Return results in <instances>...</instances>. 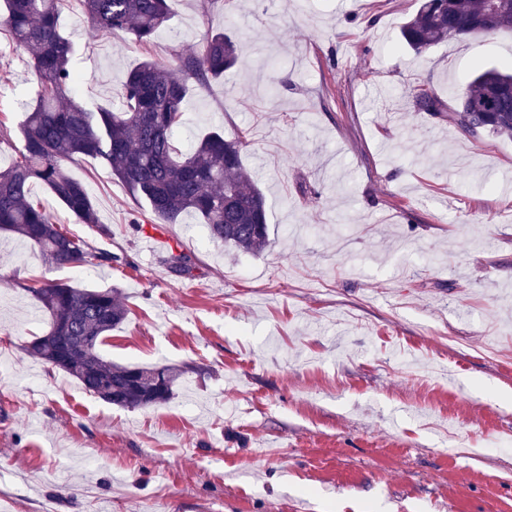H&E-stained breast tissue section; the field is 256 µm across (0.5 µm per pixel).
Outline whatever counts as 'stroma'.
<instances>
[{
	"mask_svg": "<svg viewBox=\"0 0 512 512\" xmlns=\"http://www.w3.org/2000/svg\"><path fill=\"white\" fill-rule=\"evenodd\" d=\"M419 0H168L150 43L91 40L77 0L73 93L119 109L127 72L208 32L240 59L190 85L176 136L220 129L267 200L269 247L159 223L94 158L67 163L99 222L40 184L70 235L115 254L57 269L0 233V512H512V139L447 115L476 66L512 65V30L400 43ZM444 101L416 111L415 85ZM36 78L0 28V166L21 146ZM170 240L149 252L144 232ZM191 256V274L169 268ZM118 287L126 320L101 353L175 364L167 404L112 406L30 357L42 280Z\"/></svg>",
	"mask_w": 512,
	"mask_h": 512,
	"instance_id": "obj_1",
	"label": "stroma"
}]
</instances>
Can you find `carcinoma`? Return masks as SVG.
<instances>
[{"label": "carcinoma", "mask_w": 512, "mask_h": 512, "mask_svg": "<svg viewBox=\"0 0 512 512\" xmlns=\"http://www.w3.org/2000/svg\"><path fill=\"white\" fill-rule=\"evenodd\" d=\"M62 0H4L0 26L23 50L37 79L35 105L19 127L22 149L0 167V232L35 246L55 267L112 262L68 235L46 207L34 200V184L44 185L56 202L81 224L98 223L82 182L65 162L91 156L109 169L137 202L163 224L194 215L215 241L261 254L269 244L266 200L242 162V142L212 131L190 149H180L175 130L184 112L188 81L203 87L237 62L232 36L207 34L200 50L176 63L147 59L130 70L121 108L91 110L72 99L69 68L72 43L60 30ZM93 36L125 33L149 42L169 19L167 0H79ZM512 30V0H421L401 27V39L417 55L454 38ZM412 98L420 112H441L433 92ZM451 119L466 135L483 132L512 138V72L479 71L457 97ZM35 293L49 316L46 331L27 345L29 355L77 379L86 391L123 408L168 402L181 377L172 366L114 364L100 346L127 318L113 289L80 288L45 280Z\"/></svg>", "instance_id": "obj_1"}]
</instances>
